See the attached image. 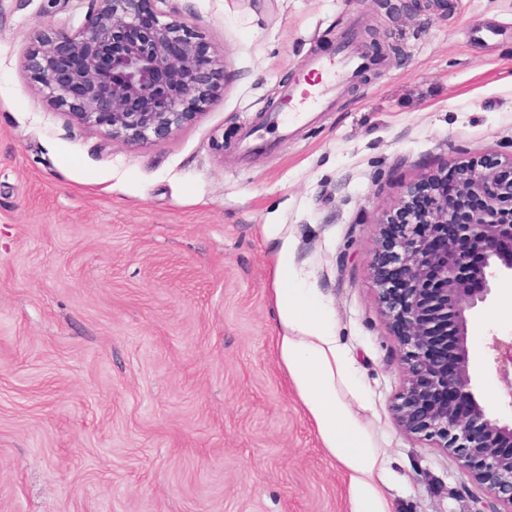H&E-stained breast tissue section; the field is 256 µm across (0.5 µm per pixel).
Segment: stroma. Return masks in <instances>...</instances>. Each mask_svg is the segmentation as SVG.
<instances>
[{
	"instance_id": "35a3bbf8",
	"label": "stroma",
	"mask_w": 512,
	"mask_h": 512,
	"mask_svg": "<svg viewBox=\"0 0 512 512\" xmlns=\"http://www.w3.org/2000/svg\"><path fill=\"white\" fill-rule=\"evenodd\" d=\"M99 0H0V512H355L282 362L280 255L345 356L336 393L377 458L383 512H473L446 450L404 432L402 347L377 299L381 223L406 185L512 155V0H147L224 56L222 89L167 140L132 146L51 110L21 61L38 21ZM491 24L504 34L473 38ZM356 34L399 56L324 75L328 108L272 120L311 56ZM470 334H512V276Z\"/></svg>"
}]
</instances>
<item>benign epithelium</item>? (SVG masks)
Here are the masks:
<instances>
[{"instance_id": "obj_1", "label": "benign epithelium", "mask_w": 512, "mask_h": 512, "mask_svg": "<svg viewBox=\"0 0 512 512\" xmlns=\"http://www.w3.org/2000/svg\"><path fill=\"white\" fill-rule=\"evenodd\" d=\"M145 0H101L81 27L40 22L22 67L47 105L107 139L143 146L194 121L224 85V60L206 57L196 27L143 21ZM453 188L432 172L429 208L384 221L375 267L378 300L404 350L399 425L462 463L490 502L512 512V421L473 388L471 316L512 274V156L476 159L454 171ZM493 364L512 408V340L493 338Z\"/></svg>"}]
</instances>
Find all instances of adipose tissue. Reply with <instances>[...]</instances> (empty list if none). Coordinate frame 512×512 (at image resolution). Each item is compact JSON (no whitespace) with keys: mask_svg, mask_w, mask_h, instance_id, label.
<instances>
[{"mask_svg":"<svg viewBox=\"0 0 512 512\" xmlns=\"http://www.w3.org/2000/svg\"><path fill=\"white\" fill-rule=\"evenodd\" d=\"M276 306L289 335L281 339V355L322 442L350 473V487L362 504L361 512H375L377 498L369 477L376 460L366 447L357 422L336 396V378L345 370L343 354L332 337L303 308L287 271H280Z\"/></svg>","mask_w":512,"mask_h":512,"instance_id":"ef3b65f1","label":"adipose tissue"}]
</instances>
